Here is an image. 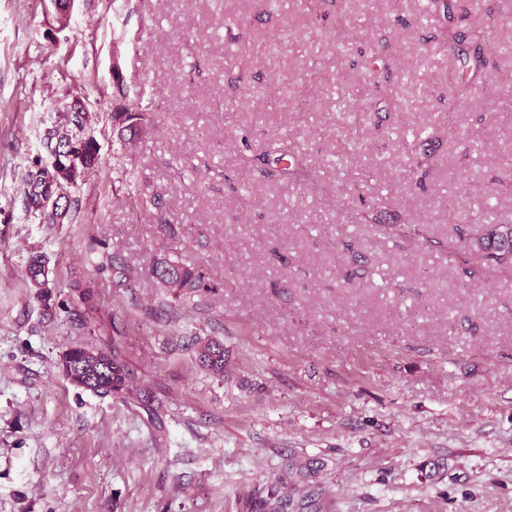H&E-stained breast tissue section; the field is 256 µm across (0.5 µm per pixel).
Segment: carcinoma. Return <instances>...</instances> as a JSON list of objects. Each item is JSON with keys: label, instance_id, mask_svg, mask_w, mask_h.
<instances>
[{"label": "carcinoma", "instance_id": "carcinoma-1", "mask_svg": "<svg viewBox=\"0 0 512 512\" xmlns=\"http://www.w3.org/2000/svg\"><path fill=\"white\" fill-rule=\"evenodd\" d=\"M464 35L447 34L444 42L448 56L463 60ZM121 125V131L129 133L133 141L142 132L140 114L131 107H122L113 113ZM87 117L83 111L74 112L63 126L51 129L47 134L46 148L61 157L54 173L46 177L42 172L30 171L22 190L26 212L41 217L44 224H62L69 219L71 190L78 188V182L85 172L99 165V148L93 135L86 130ZM57 197L62 210L51 217L44 216L49 200ZM459 250L455 256L463 265L468 278L476 276L471 257L476 255L488 267H512V225L490 226L485 231L468 238L459 237ZM28 287L35 290V296L44 306L52 298L53 281L49 278L47 261L41 254H34L24 270ZM153 275L176 297L200 290L202 277L194 268L179 261L164 258L153 268ZM198 361L202 367L216 375H224L226 351L224 344L209 340L198 349ZM63 373L77 388L94 394H119L132 392L135 375L127 369L115 353H108L84 346H73L66 350L62 359ZM318 466L313 460H290L285 475L277 485L271 487L267 496L256 500L258 512H320L321 504L309 479L315 477Z\"/></svg>", "mask_w": 512, "mask_h": 512}]
</instances>
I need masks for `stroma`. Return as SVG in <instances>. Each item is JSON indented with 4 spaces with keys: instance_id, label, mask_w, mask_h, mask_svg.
<instances>
[{
    "instance_id": "1",
    "label": "stroma",
    "mask_w": 512,
    "mask_h": 512,
    "mask_svg": "<svg viewBox=\"0 0 512 512\" xmlns=\"http://www.w3.org/2000/svg\"><path fill=\"white\" fill-rule=\"evenodd\" d=\"M510 29L512 0H0V512H251L293 456L321 512H512V272L385 232L512 225ZM75 98L101 164L44 224L22 185ZM275 136L301 175H257ZM74 345L152 406L71 385ZM121 112H113V118L122 125L121 132L126 131L129 133L128 142H132L142 132L141 122L142 117L139 113L134 112L131 107H121ZM23 275L28 287L34 288L36 298L48 307L53 295L51 288H55V285L49 278V269L44 256L33 254L23 270ZM157 281L176 297L200 290L202 277L194 268L169 258L161 259L153 268ZM198 361L213 374L223 376L226 364L224 344L216 340L204 342L198 349Z\"/></svg>"
}]
</instances>
